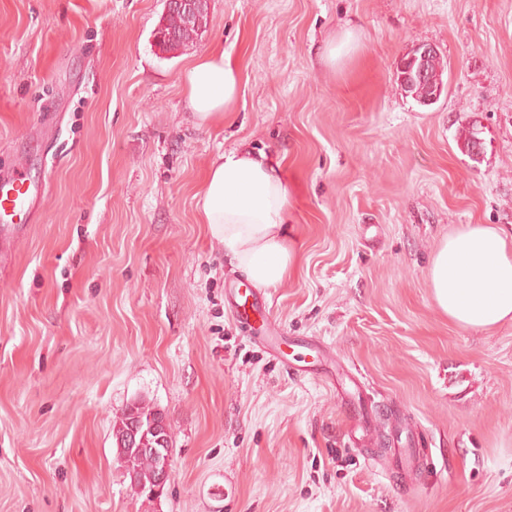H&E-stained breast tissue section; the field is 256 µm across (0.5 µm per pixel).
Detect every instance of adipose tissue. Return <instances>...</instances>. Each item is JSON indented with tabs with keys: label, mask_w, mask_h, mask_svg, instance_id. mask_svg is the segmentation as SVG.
I'll return each instance as SVG.
<instances>
[{
	"label": "adipose tissue",
	"mask_w": 512,
	"mask_h": 512,
	"mask_svg": "<svg viewBox=\"0 0 512 512\" xmlns=\"http://www.w3.org/2000/svg\"><path fill=\"white\" fill-rule=\"evenodd\" d=\"M187 105L204 124L222 119L239 97L240 78L221 53L199 58L184 74ZM293 193L280 163L231 150L211 167L201 199L208 233L229 263L257 288H275L295 259L288 241ZM429 286L440 311L458 326L512 323V235L493 224L449 234L434 254Z\"/></svg>",
	"instance_id": "ef3b65f1"
}]
</instances>
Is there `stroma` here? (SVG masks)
Returning a JSON list of instances; mask_svg holds the SVG:
<instances>
[{
  "instance_id": "35a3bbf8",
  "label": "stroma",
  "mask_w": 512,
  "mask_h": 512,
  "mask_svg": "<svg viewBox=\"0 0 512 512\" xmlns=\"http://www.w3.org/2000/svg\"><path fill=\"white\" fill-rule=\"evenodd\" d=\"M164 13L0 0V177L43 191L0 249V512H512V323L459 327L428 285L449 232L512 229V0H209L175 53ZM422 44L430 106L395 75ZM212 52L241 89L203 124L183 75ZM237 147L294 182L273 344L199 207ZM136 399L170 425L154 499L112 437ZM404 73L399 69V63L396 66V79L400 83V86L403 90L412 96L419 104L425 105L424 100L428 98L430 95H433L438 88L439 84H443V74H444V64L440 61V58L437 57L434 59L432 63L429 65V75L428 78L423 82H415L413 85L405 87V85L400 81V76ZM442 90H437L436 93L431 96L428 100H426L427 105L434 104L440 98ZM234 289L235 310L237 315L243 322L249 324L250 311H260L264 303L261 302L260 297L253 288H245L244 291H242L241 288Z\"/></svg>"
}]
</instances>
